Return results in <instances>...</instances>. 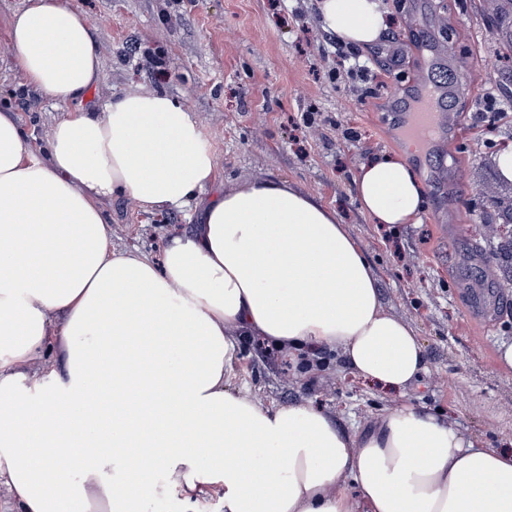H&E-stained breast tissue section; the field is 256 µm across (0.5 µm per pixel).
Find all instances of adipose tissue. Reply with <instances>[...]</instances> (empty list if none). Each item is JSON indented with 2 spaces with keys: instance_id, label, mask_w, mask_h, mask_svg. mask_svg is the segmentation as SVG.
<instances>
[{
  "instance_id": "obj_1",
  "label": "adipose tissue",
  "mask_w": 512,
  "mask_h": 512,
  "mask_svg": "<svg viewBox=\"0 0 512 512\" xmlns=\"http://www.w3.org/2000/svg\"><path fill=\"white\" fill-rule=\"evenodd\" d=\"M327 31L366 48L383 0H318ZM14 70L64 113L47 154L0 109V483L8 512H140L148 471L189 512L224 489V512H512V451L406 404L355 430L310 404L232 391L242 339L294 363L340 357L356 377L406 390L427 371L412 327L389 312L364 251L334 210L285 180L201 196L217 163L195 112L141 86L101 111L93 28L69 0H24L4 20ZM373 223H415L424 188L399 157L354 180ZM193 201V230L160 260L112 248L105 205ZM53 352L49 379L31 374ZM73 447L71 463L58 454ZM80 478H73L72 467Z\"/></svg>"
}]
</instances>
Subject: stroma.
Listing matches in <instances>:
<instances>
[{
  "label": "stroma",
  "mask_w": 512,
  "mask_h": 512,
  "mask_svg": "<svg viewBox=\"0 0 512 512\" xmlns=\"http://www.w3.org/2000/svg\"><path fill=\"white\" fill-rule=\"evenodd\" d=\"M86 13L98 42L101 77L87 103H105L134 85L157 87L197 114L218 165V183L285 179L336 210L375 270L386 308L414 329L428 371L405 393L383 391L340 364L304 373L267 343L246 339L232 387L265 405L310 403L354 429L386 409L423 404L448 414L467 433L494 448L512 449V371L498 363L512 345V273L491 265L496 237L481 224L497 219L502 183L493 158L512 141V122L485 103H512V12L493 0H384L389 27L365 50L375 73L368 95L336 73L335 35L316 0H71ZM435 47L464 66H447L461 91L448 125L429 139L428 165L415 171L425 204L414 224L394 230L372 223L354 198L362 162L405 155L399 123L402 97L420 54L410 49V16ZM157 60L142 66L143 54ZM0 32V100H9L38 149L61 111L6 66ZM311 124H303V115ZM356 138H348V131ZM112 246L156 259L166 237L190 230V210L145 212L130 200L106 205ZM488 266V280L474 265ZM487 288L488 310L470 305ZM168 474L148 473L141 512H183Z\"/></svg>",
  "instance_id": "obj_1"
}]
</instances>
